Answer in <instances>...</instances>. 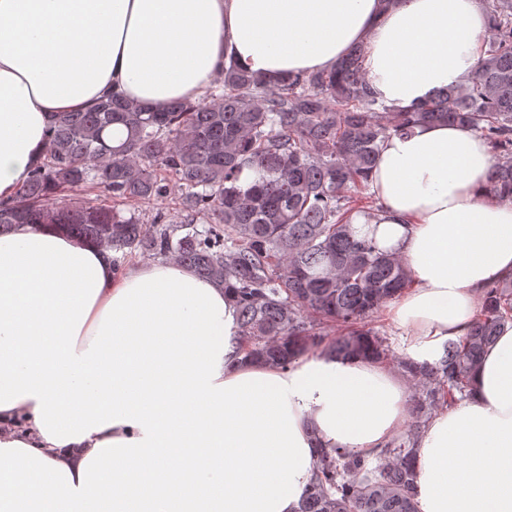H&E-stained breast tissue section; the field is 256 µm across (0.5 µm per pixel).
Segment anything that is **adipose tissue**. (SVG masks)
<instances>
[{
  "instance_id": "1",
  "label": "adipose tissue",
  "mask_w": 512,
  "mask_h": 512,
  "mask_svg": "<svg viewBox=\"0 0 512 512\" xmlns=\"http://www.w3.org/2000/svg\"><path fill=\"white\" fill-rule=\"evenodd\" d=\"M489 33L480 0H0V201L42 158L52 115L107 92L161 109L198 101L230 56L274 81L361 44L372 96L408 109L472 78ZM494 164L456 124L381 145L379 207L352 222L411 270L387 318L416 362L512 278ZM237 318L176 263L118 271L48 228L0 236V512H296L318 448L373 457L403 431L406 376L316 353L246 363ZM415 448L417 512H512V327Z\"/></svg>"
}]
</instances>
